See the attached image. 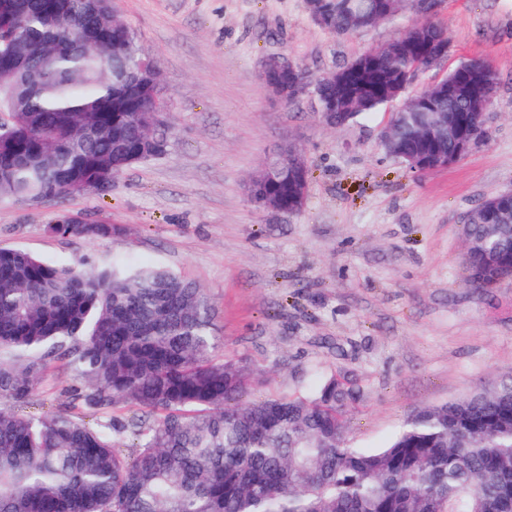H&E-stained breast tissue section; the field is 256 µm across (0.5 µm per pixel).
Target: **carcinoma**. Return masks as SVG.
<instances>
[{
  "label": "carcinoma",
  "instance_id": "obj_1",
  "mask_svg": "<svg viewBox=\"0 0 512 512\" xmlns=\"http://www.w3.org/2000/svg\"><path fill=\"white\" fill-rule=\"evenodd\" d=\"M308 9L330 12L323 29L336 35L375 25L331 0ZM417 28L434 48L450 41L428 19ZM374 54L378 79L346 89L298 70L316 100L345 98L336 124L388 104L369 88L437 63L401 38ZM144 60L112 0H0V201L60 203L103 172L110 192L139 163L151 104L116 69L135 73ZM435 107L484 140L471 101L437 97ZM394 129L399 151L421 149L414 117ZM308 190L280 180L265 194L295 213ZM475 211L464 266L492 288L512 278V206L492 197ZM48 230L94 239L115 227L59 211ZM223 347L211 297L166 267L78 270L0 249V512H512V379L424 408L362 450L345 441L353 391L343 382L327 379L313 398L249 400L253 374ZM59 360L85 407L138 413L97 428L69 412L18 413ZM128 429L131 454L116 439Z\"/></svg>",
  "mask_w": 512,
  "mask_h": 512
}]
</instances>
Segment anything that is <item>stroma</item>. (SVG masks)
<instances>
[{"label": "stroma", "mask_w": 512, "mask_h": 512, "mask_svg": "<svg viewBox=\"0 0 512 512\" xmlns=\"http://www.w3.org/2000/svg\"><path fill=\"white\" fill-rule=\"evenodd\" d=\"M143 53L157 61L170 115L164 153L114 179L105 195L62 204L0 203V248L71 264L90 257L160 264L193 281L218 309L226 358L262 374L254 398L311 396L336 377L354 391L349 445L377 448L414 412L512 377V279L468 280L464 220L512 189V0H439L447 59L419 73V91L462 61L498 74L485 139L459 162L418 176L382 142L390 107L340 128L307 101L284 105L258 79L286 55L312 77L404 35L414 5L352 35L312 20L306 0H115ZM293 146L309 192L296 213L259 209L246 187L268 157ZM66 210L115 226L109 237L47 231ZM73 372L52 363L20 413L101 414L73 399Z\"/></svg>", "instance_id": "35a3bbf8"}]
</instances>
